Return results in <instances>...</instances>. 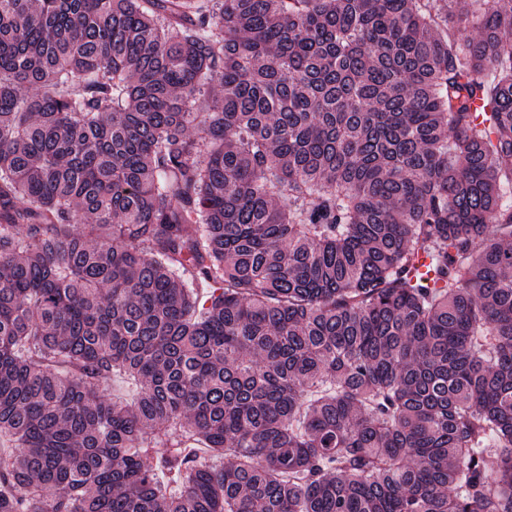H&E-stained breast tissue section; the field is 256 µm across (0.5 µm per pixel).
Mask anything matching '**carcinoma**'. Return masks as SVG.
I'll return each mask as SVG.
<instances>
[{"label":"carcinoma","mask_w":512,"mask_h":512,"mask_svg":"<svg viewBox=\"0 0 512 512\" xmlns=\"http://www.w3.org/2000/svg\"><path fill=\"white\" fill-rule=\"evenodd\" d=\"M471 2L0 0V512H512Z\"/></svg>","instance_id":"cac0c4a2"}]
</instances>
